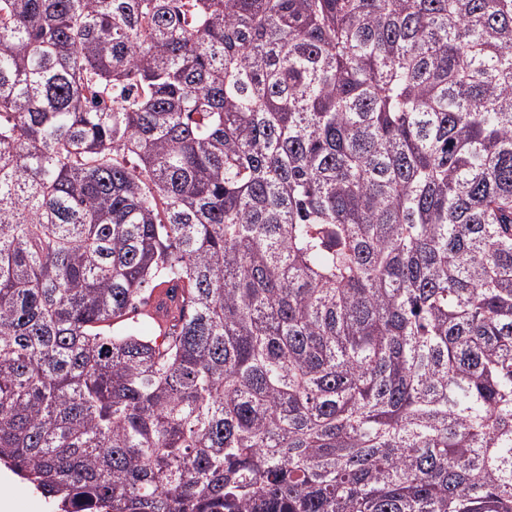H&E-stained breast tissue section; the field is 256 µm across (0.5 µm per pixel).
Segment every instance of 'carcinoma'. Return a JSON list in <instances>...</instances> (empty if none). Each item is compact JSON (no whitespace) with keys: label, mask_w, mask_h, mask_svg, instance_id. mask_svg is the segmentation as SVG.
I'll list each match as a JSON object with an SVG mask.
<instances>
[{"label":"carcinoma","mask_w":512,"mask_h":512,"mask_svg":"<svg viewBox=\"0 0 512 512\" xmlns=\"http://www.w3.org/2000/svg\"><path fill=\"white\" fill-rule=\"evenodd\" d=\"M1 465L512 512V0H0Z\"/></svg>","instance_id":"cac0c4a2"}]
</instances>
